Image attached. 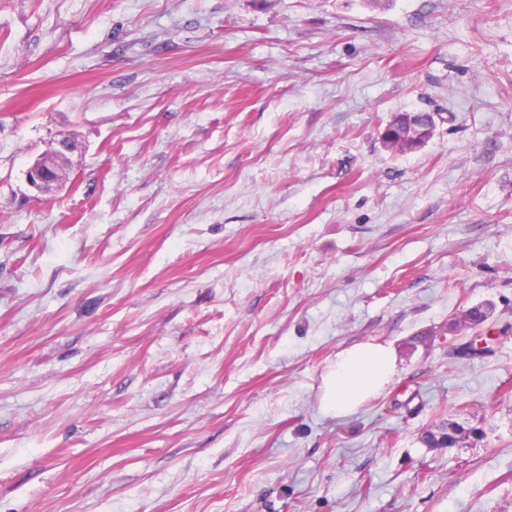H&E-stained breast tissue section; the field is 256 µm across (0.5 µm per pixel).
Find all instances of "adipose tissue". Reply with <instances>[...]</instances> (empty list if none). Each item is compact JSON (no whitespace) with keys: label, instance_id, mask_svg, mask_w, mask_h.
Masks as SVG:
<instances>
[{"label":"adipose tissue","instance_id":"1","mask_svg":"<svg viewBox=\"0 0 512 512\" xmlns=\"http://www.w3.org/2000/svg\"><path fill=\"white\" fill-rule=\"evenodd\" d=\"M396 376L391 345L365 341L342 350L322 376L319 402L323 413L347 417L390 385Z\"/></svg>","mask_w":512,"mask_h":512}]
</instances>
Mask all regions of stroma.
Returning a JSON list of instances; mask_svg holds the SVG:
<instances>
[{"instance_id":"obj_1","label":"stroma","mask_w":512,"mask_h":512,"mask_svg":"<svg viewBox=\"0 0 512 512\" xmlns=\"http://www.w3.org/2000/svg\"><path fill=\"white\" fill-rule=\"evenodd\" d=\"M0 512H512V0H0ZM408 113L396 115L389 123L392 128L391 135L382 139L385 146L400 151H410V140L418 133L416 126L408 123ZM74 145L69 136L56 140L48 152L37 156L25 171L28 186L42 196L58 191L68 179ZM396 376L391 345L374 341L342 350L322 376L319 402L323 413L347 417L390 385Z\"/></svg>"}]
</instances>
